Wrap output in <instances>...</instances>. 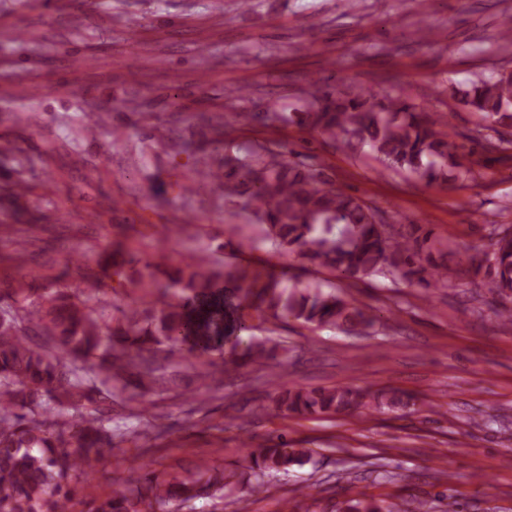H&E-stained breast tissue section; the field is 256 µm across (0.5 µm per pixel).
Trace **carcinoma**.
Masks as SVG:
<instances>
[{"label":"carcinoma","mask_w":512,"mask_h":512,"mask_svg":"<svg viewBox=\"0 0 512 512\" xmlns=\"http://www.w3.org/2000/svg\"><path fill=\"white\" fill-rule=\"evenodd\" d=\"M454 96L480 118L479 129L469 136L475 147L489 153L512 148V140L500 135V129L512 128V73L472 80ZM307 97L314 107L301 113L299 124L338 149L356 153L367 147L385 166L406 170L428 186L448 181L450 173L456 179L472 174L441 120L415 111L402 98H349L326 84L311 85ZM214 175L211 184L224 190V197L240 200L280 250L315 267L353 280L387 271L419 288L448 285L447 267L433 256L431 232L412 224L391 235L377 210L330 184L320 169L260 145L250 161L224 156V170ZM222 249H197L174 265L160 259L156 266L165 267L173 298L149 307L141 303L154 283L143 276L132 281L137 295L121 308L105 299L108 284L102 278H86L83 287L54 283L36 290L22 278L10 286L13 303L0 310V512H179L203 495L224 498L229 476L206 460L185 475L158 472L133 458L134 476L102 498L77 500L71 483L95 470L109 452L104 419L84 412L85 403L94 401L92 375L103 376L111 387L133 383L152 390L168 378L145 353L185 343L197 356L222 354L229 344L235 366H269L277 349L272 338L230 342L246 326L240 307L226 305L229 295L273 322L293 319L358 335L372 327L366 312L335 290L231 269L216 256ZM467 262L475 275H483L481 286L503 306L498 316L511 326L506 301H512V231L496 234L488 251L468 255ZM271 400L295 416L405 406L398 391L349 385L277 383ZM51 401L71 413L48 418ZM306 457V449L292 448L279 436L254 448L252 470L257 476L286 471ZM397 508L409 512L414 503L358 501L347 512Z\"/></svg>","instance_id":"obj_1"}]
</instances>
